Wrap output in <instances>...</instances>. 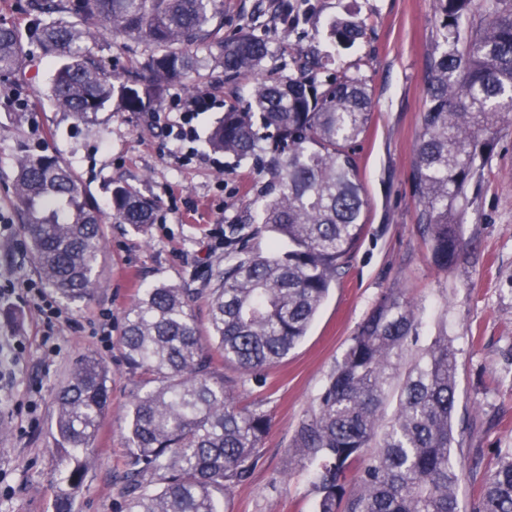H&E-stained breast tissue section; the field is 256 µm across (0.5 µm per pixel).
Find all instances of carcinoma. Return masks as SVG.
Wrapping results in <instances>:
<instances>
[{
  "mask_svg": "<svg viewBox=\"0 0 512 512\" xmlns=\"http://www.w3.org/2000/svg\"><path fill=\"white\" fill-rule=\"evenodd\" d=\"M472 3L438 0L446 48L430 62L416 145L413 192L432 260L443 270L463 254L459 228L470 188L480 182L498 135L512 126V0H484L482 20L460 47L459 26ZM27 11L64 12L73 21L24 33L0 24V73L16 72L42 50L52 58L55 106L79 120L109 107L155 111L169 85L195 69L201 49L227 79L258 71L269 54L266 40L249 29L224 40V0H27ZM99 28L145 43L143 67L122 78L107 73L82 46ZM362 35L351 18L329 26L341 46ZM371 118L365 81L344 74L319 82L304 62L296 75L257 82L247 109L226 110L210 133L214 151L251 159L266 181L250 222L224 228V270L212 287L196 292L159 282L143 289L125 315V357L152 386L130 403L122 512H220L224 493L251 478L270 419L235 406L234 382L219 372L216 357L260 381L306 336L365 231L353 148ZM14 188L42 281L68 303L93 297L102 218L73 168L26 151L16 162ZM112 219L142 228L153 223L154 204L119 182ZM199 298L207 305L205 336L193 315ZM417 336L403 290L389 289L299 423L290 448L314 467L316 512H460L458 488L467 479L477 484L470 512H512V448L480 480L453 461L457 352L448 337H435L409 366L399 408L382 425L394 371ZM107 381L105 362L86 356L58 394L52 435L65 488L56 512H72L91 466ZM367 448L375 454L352 471Z\"/></svg>",
  "mask_w": 512,
  "mask_h": 512,
  "instance_id": "obj_1",
  "label": "carcinoma"
}]
</instances>
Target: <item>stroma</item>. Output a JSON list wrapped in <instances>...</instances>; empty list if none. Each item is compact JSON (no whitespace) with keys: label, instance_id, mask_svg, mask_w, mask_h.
I'll return each instance as SVG.
<instances>
[{"label":"stroma","instance_id":"1","mask_svg":"<svg viewBox=\"0 0 512 512\" xmlns=\"http://www.w3.org/2000/svg\"><path fill=\"white\" fill-rule=\"evenodd\" d=\"M283 0H224V35L240 24L270 41L259 73L225 79L206 52L183 82L170 86L158 113L104 110L81 121L50 99L49 57L36 53L16 74L0 76V283L36 278L21 203L13 184L16 158L28 147L69 163L102 213L101 286L88 301L66 306L70 318L58 333L53 362L43 360L36 308L0 301V512H54L61 486L51 427L55 401L72 365L93 355L108 367V407L93 444L95 460L77 494L76 512H119L123 503L127 408L142 385L121 344L124 317L140 289L160 281L204 288L224 267V227L250 209L263 178L251 162L211 150L207 135L228 106L250 98L256 77L293 72L297 50L318 52V79L347 74L366 81L372 120L355 147L367 205V230L329 291L305 338L272 367L263 382L221 364L234 379L239 405L265 411L270 428L262 457L246 483L224 496L223 512H315L311 467L291 461L289 445L310 412L326 376L378 299L403 289L421 325L407 355L415 357L433 336L447 334L458 350L455 429L457 462L477 476L492 472L501 450L512 448V129L496 142L491 163L471 190L461 226L468 250L448 271L432 263L412 194L416 144L427 109L425 77L443 41L437 0H299L295 23ZM359 21L364 35L343 48L326 37L332 19ZM88 46L115 75L143 66L150 50L101 33ZM29 94L36 111L17 115L7 91ZM189 94L205 99L194 121L195 143L168 138L162 116L177 113ZM202 160L182 161L189 149ZM122 180L154 199L153 224L137 229L113 223L110 198ZM112 312V346L93 334L103 310ZM41 384L35 415L24 405Z\"/></svg>","mask_w":512,"mask_h":512}]
</instances>
